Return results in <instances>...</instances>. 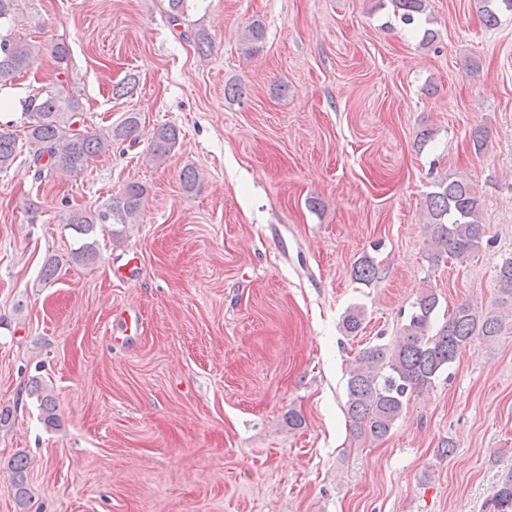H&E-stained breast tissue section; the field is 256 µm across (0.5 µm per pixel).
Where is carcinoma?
I'll return each mask as SVG.
<instances>
[{
	"label": "carcinoma",
	"instance_id": "obj_1",
	"mask_svg": "<svg viewBox=\"0 0 512 512\" xmlns=\"http://www.w3.org/2000/svg\"><path fill=\"white\" fill-rule=\"evenodd\" d=\"M20 0H0V82L24 72L39 54L40 47L22 31L19 20ZM394 12L405 25L420 22L426 0H391ZM481 12L487 26L497 24V11H512V0H481ZM81 104L65 88H54L33 96L26 105V141L32 159L38 165L37 178L53 173L78 175L88 162L112 151V146L135 136L140 128L137 112H126L106 131L79 128ZM178 140L177 129L162 125L154 130L151 155L154 161L165 160ZM18 156L17 134L0 127V171L8 169ZM146 188L136 182L127 184L112 196L105 209H75L66 223L81 235L72 250L75 261L89 263L99 257L96 227L101 224H128L140 214ZM429 216L427 233L431 258L464 260L480 251L486 233L481 223V200L474 182L463 176L448 175L437 190L425 200ZM355 280L369 284L377 277L374 261L365 257L353 268ZM499 297L495 306L476 309L469 303L457 305L448 320L434 329L433 320L439 304L438 295L425 288L412 303V313L401 336L393 344L377 343L355 356L346 381V415L351 425L375 439L391 432L408 405L412 394L422 390L448 370L473 337L493 340L505 328L501 307L512 306V257L497 270ZM364 321L359 307L349 309L342 320L345 333L358 334ZM29 395L36 397L44 422L57 421L56 401L52 390L39 378L30 382ZM25 464L14 466L15 496L26 504L29 492ZM489 512H512V472L506 474L487 504Z\"/></svg>",
	"mask_w": 512,
	"mask_h": 512
}]
</instances>
